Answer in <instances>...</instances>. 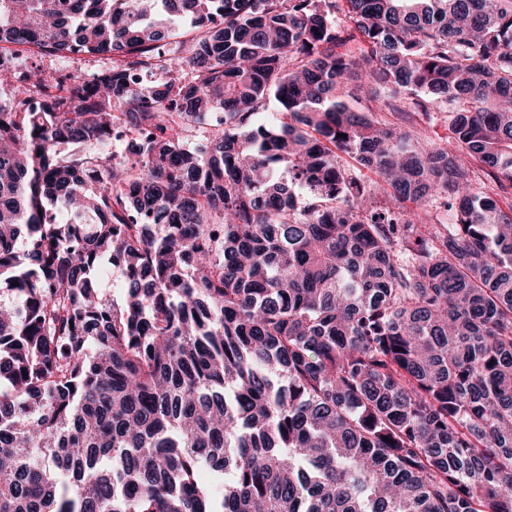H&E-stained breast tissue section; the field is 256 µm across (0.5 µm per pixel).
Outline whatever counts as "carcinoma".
<instances>
[{
	"mask_svg": "<svg viewBox=\"0 0 512 512\" xmlns=\"http://www.w3.org/2000/svg\"><path fill=\"white\" fill-rule=\"evenodd\" d=\"M7 45L112 66L0 65V512H512V0H0ZM18 62L23 68H40L48 74L60 71H78L87 76L97 73L107 66H112V59L107 56L85 57H47L38 54L36 51H23L18 55ZM123 278L122 272L118 268L112 265H106L98 281V288L102 295L110 301L113 299L119 302L122 298L120 284Z\"/></svg>",
	"mask_w": 512,
	"mask_h": 512,
	"instance_id": "1",
	"label": "carcinoma"
}]
</instances>
